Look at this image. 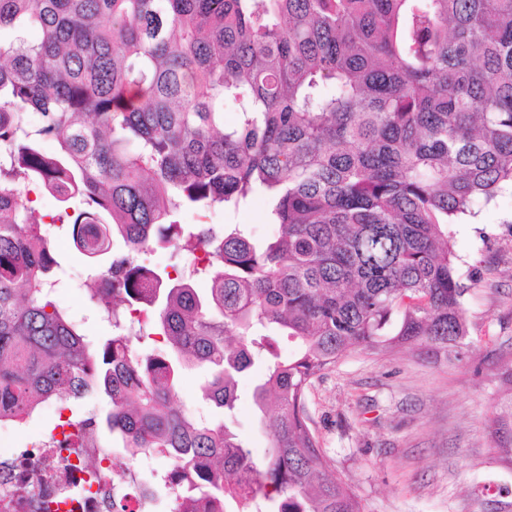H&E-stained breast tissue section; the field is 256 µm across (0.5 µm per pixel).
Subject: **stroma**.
<instances>
[{
	"instance_id": "35a3bbf8",
	"label": "stroma",
	"mask_w": 512,
	"mask_h": 512,
	"mask_svg": "<svg viewBox=\"0 0 512 512\" xmlns=\"http://www.w3.org/2000/svg\"><path fill=\"white\" fill-rule=\"evenodd\" d=\"M187 224L248 225L252 234L277 233L263 199L238 211L215 207L206 216L188 211ZM471 349L464 361L419 346L382 355L353 352L317 378L307 407L333 474L344 481L365 512H512V463L494 448L487 424L493 414L512 415V396L498 374L497 355L512 350V186L475 206L453 225ZM63 258L59 304L82 317L92 338L111 335L84 303L86 268L63 232L52 242ZM262 363L238 376L240 406L232 426L257 459L271 443L251 394ZM204 374L181 379L176 404L194 416L220 422L223 416L202 397ZM101 444L116 466L135 465L155 482L151 512H171L158 475L160 459L132 460L121 439L101 430Z\"/></svg>"
}]
</instances>
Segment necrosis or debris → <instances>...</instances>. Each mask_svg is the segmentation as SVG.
<instances>
[{
  "mask_svg": "<svg viewBox=\"0 0 512 512\" xmlns=\"http://www.w3.org/2000/svg\"><path fill=\"white\" fill-rule=\"evenodd\" d=\"M23 429L33 441L0 450V512H112L118 498L126 512H143L152 498L151 484L110 477L111 455L85 423L71 425L64 435L41 432L34 419Z\"/></svg>",
  "mask_w": 512,
  "mask_h": 512,
  "instance_id": "1",
  "label": "necrosis or debris"
}]
</instances>
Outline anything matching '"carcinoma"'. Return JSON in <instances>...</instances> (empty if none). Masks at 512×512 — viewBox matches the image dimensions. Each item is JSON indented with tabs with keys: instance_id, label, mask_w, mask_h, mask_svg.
Segmentation results:
<instances>
[{
	"instance_id": "obj_1",
	"label": "carcinoma",
	"mask_w": 512,
	"mask_h": 512,
	"mask_svg": "<svg viewBox=\"0 0 512 512\" xmlns=\"http://www.w3.org/2000/svg\"><path fill=\"white\" fill-rule=\"evenodd\" d=\"M506 183L512 0H0V415L50 402L62 426L106 395L102 424L167 465L175 512L199 495L213 512H263L260 499L364 512L321 452L308 391L352 351L461 359L468 288L450 226ZM35 190L80 202L67 232L92 279L117 288L87 295L114 329L100 346L55 300ZM255 194L279 225L268 239L175 219ZM166 247L203 253L206 291L146 264ZM263 354L260 463L171 400L205 366V398L231 412L237 375ZM490 428L511 460L512 430L498 416Z\"/></svg>"
}]
</instances>
